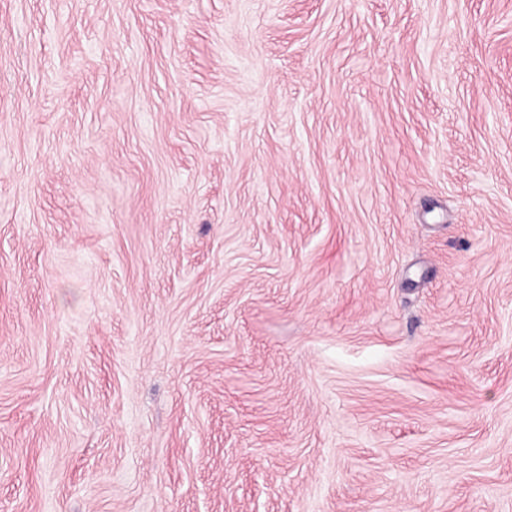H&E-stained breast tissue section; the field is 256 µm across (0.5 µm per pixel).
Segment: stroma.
Listing matches in <instances>:
<instances>
[{
	"instance_id": "stroma-1",
	"label": "stroma",
	"mask_w": 512,
	"mask_h": 512,
	"mask_svg": "<svg viewBox=\"0 0 512 512\" xmlns=\"http://www.w3.org/2000/svg\"><path fill=\"white\" fill-rule=\"evenodd\" d=\"M0 512H512V0H0Z\"/></svg>"
}]
</instances>
